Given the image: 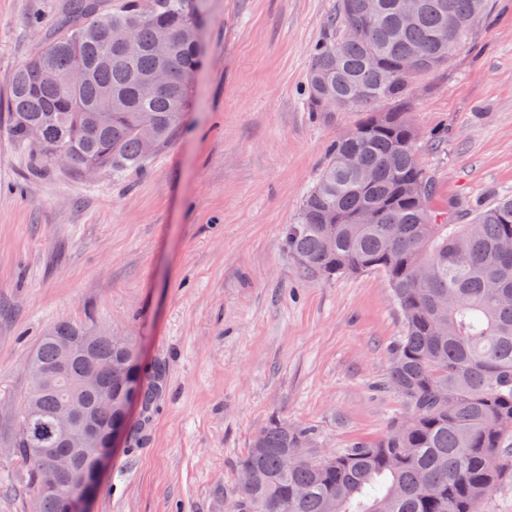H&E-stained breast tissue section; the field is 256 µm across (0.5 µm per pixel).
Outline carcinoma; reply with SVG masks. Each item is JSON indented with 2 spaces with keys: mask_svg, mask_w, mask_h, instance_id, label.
Here are the masks:
<instances>
[{
  "mask_svg": "<svg viewBox=\"0 0 512 512\" xmlns=\"http://www.w3.org/2000/svg\"><path fill=\"white\" fill-rule=\"evenodd\" d=\"M409 22L402 0H339L312 50L304 94L310 112L367 113L334 141L284 245L303 277L378 272L403 317L392 346L387 387L406 403L377 441L356 440L334 455L291 460L314 441L313 429L275 419L239 460L252 476L231 512H479L509 466L512 435V197L449 224L430 209L435 183L423 169L419 132L407 115L417 77L445 65L467 44L488 0H416ZM83 19L44 43L15 74L7 131L52 157L65 153L85 170L141 166L181 129L190 86L145 91L160 71L187 78L200 67L197 44L180 33L200 27L206 0H125L101 13L95 0H69ZM130 27V54L112 31ZM40 138L32 141L29 130ZM373 174L366 180L365 171ZM370 214L372 221L362 223ZM68 353L63 374L34 373ZM17 402L14 453L36 492L48 449L78 470L95 448L64 445L55 416L66 402L92 422L98 393L80 379L100 372V391H134L149 405L136 342L104 328L59 322L26 363Z\"/></svg>",
  "mask_w": 512,
  "mask_h": 512,
  "instance_id": "obj_1",
  "label": "carcinoma"
}]
</instances>
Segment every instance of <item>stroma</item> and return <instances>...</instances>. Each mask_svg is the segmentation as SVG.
Instances as JSON below:
<instances>
[{
    "instance_id": "obj_1",
    "label": "stroma",
    "mask_w": 512,
    "mask_h": 512,
    "mask_svg": "<svg viewBox=\"0 0 512 512\" xmlns=\"http://www.w3.org/2000/svg\"><path fill=\"white\" fill-rule=\"evenodd\" d=\"M67 3L0 0V512H30L13 416L33 344L63 319L133 337L144 366L165 367L91 512H226L276 418L313 428L318 451L381 438L405 412L382 386L403 331L386 279H306L283 245L330 144L362 119L303 99L337 0H208L183 127L120 174L37 162L7 131L13 78L72 24ZM409 117L433 211L463 224L512 195V0L414 82Z\"/></svg>"
}]
</instances>
